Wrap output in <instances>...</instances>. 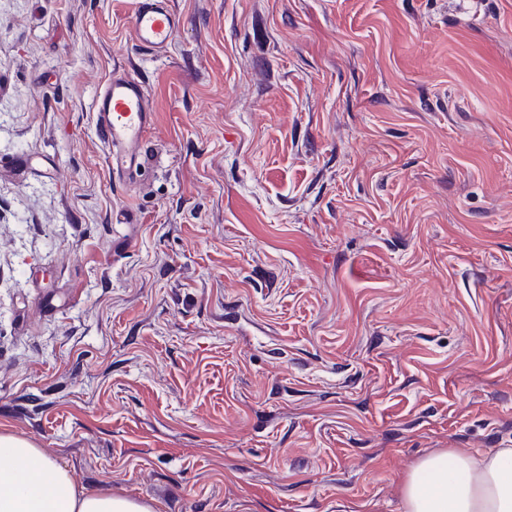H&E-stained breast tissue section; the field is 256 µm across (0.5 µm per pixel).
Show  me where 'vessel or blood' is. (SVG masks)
<instances>
[{
  "label": "vessel or blood",
  "mask_w": 512,
  "mask_h": 512,
  "mask_svg": "<svg viewBox=\"0 0 512 512\" xmlns=\"http://www.w3.org/2000/svg\"><path fill=\"white\" fill-rule=\"evenodd\" d=\"M131 25L144 48L159 51L171 43L181 18L167 0H136ZM92 110L95 134L113 175L133 177L143 164L144 143L153 121L145 87L126 72L113 70L97 91Z\"/></svg>",
  "instance_id": "b4317fda"
}]
</instances>
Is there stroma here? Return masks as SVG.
I'll use <instances>...</instances> for the list:
<instances>
[{
	"label": "stroma",
	"instance_id": "stroma-1",
	"mask_svg": "<svg viewBox=\"0 0 512 512\" xmlns=\"http://www.w3.org/2000/svg\"><path fill=\"white\" fill-rule=\"evenodd\" d=\"M170 2L156 53L135 0H0V429L156 512H403L512 448V0ZM131 25L144 48L159 51L171 43L181 26V18L166 0H137ZM92 110L95 134L106 149L114 176L132 178L143 165V148L153 121L145 87L126 72L115 69L97 91Z\"/></svg>",
	"mask_w": 512,
	"mask_h": 512
}]
</instances>
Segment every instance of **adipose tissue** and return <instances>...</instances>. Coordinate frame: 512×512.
Masks as SVG:
<instances>
[{
    "mask_svg": "<svg viewBox=\"0 0 512 512\" xmlns=\"http://www.w3.org/2000/svg\"><path fill=\"white\" fill-rule=\"evenodd\" d=\"M404 512H512V448L430 454L401 485ZM0 512H154L112 492L87 490L44 449L0 432Z\"/></svg>",
    "mask_w": 512,
    "mask_h": 512,
    "instance_id": "ef3b65f1",
    "label": "adipose tissue"
}]
</instances>
